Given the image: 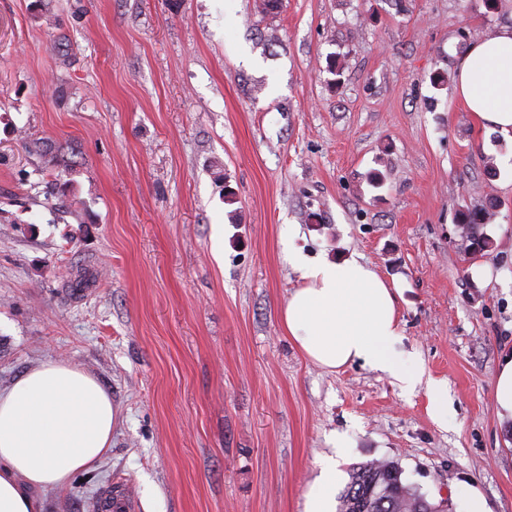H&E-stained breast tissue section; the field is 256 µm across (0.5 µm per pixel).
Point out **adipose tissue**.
<instances>
[{
	"label": "adipose tissue",
	"mask_w": 512,
	"mask_h": 512,
	"mask_svg": "<svg viewBox=\"0 0 512 512\" xmlns=\"http://www.w3.org/2000/svg\"><path fill=\"white\" fill-rule=\"evenodd\" d=\"M457 94L477 124L512 134V27L477 41L459 64ZM293 264L302 284L280 311L303 356L330 370L360 364L408 387L425 383L431 409L448 422V390L400 369L398 289L357 257ZM115 410L98 380L47 361L0 392V512H44L43 490L98 467L112 445Z\"/></svg>",
	"instance_id": "adipose-tissue-1"
}]
</instances>
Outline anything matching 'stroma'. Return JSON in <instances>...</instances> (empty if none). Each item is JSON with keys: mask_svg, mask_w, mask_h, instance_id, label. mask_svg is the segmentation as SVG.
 I'll use <instances>...</instances> for the list:
<instances>
[{"mask_svg": "<svg viewBox=\"0 0 512 512\" xmlns=\"http://www.w3.org/2000/svg\"><path fill=\"white\" fill-rule=\"evenodd\" d=\"M259 2L0 0V388L63 360L119 412L45 512L117 482L140 512H305L330 456L340 490L388 460L448 512L461 481L512 512V140L455 92L512 0ZM291 246L398 289L396 349L447 386V425L424 386L303 358ZM482 217V219L478 217ZM488 216V217H487ZM491 216L489 210L481 205L467 207L459 213L457 224H463L466 230V242H470V249L473 254L480 252L489 245V239L480 232L481 226L486 224L485 220ZM493 396L499 417L512 420V353L504 355L499 361Z\"/></svg>", "mask_w": 512, "mask_h": 512, "instance_id": "35a3bbf8", "label": "stroma"}]
</instances>
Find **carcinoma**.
<instances>
[{
	"instance_id": "cac0c4a2",
	"label": "carcinoma",
	"mask_w": 512,
	"mask_h": 512,
	"mask_svg": "<svg viewBox=\"0 0 512 512\" xmlns=\"http://www.w3.org/2000/svg\"><path fill=\"white\" fill-rule=\"evenodd\" d=\"M491 216L482 205H474L459 213L470 249L479 252L489 245L480 232ZM350 480L340 496L339 512H447L446 500L435 504L416 488L401 480V470L392 461H369L349 470Z\"/></svg>"
}]
</instances>
